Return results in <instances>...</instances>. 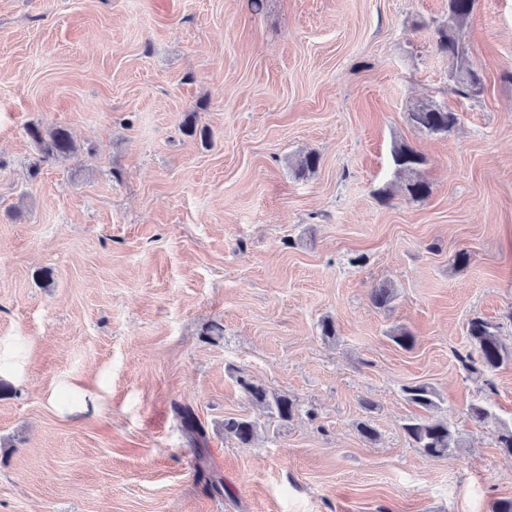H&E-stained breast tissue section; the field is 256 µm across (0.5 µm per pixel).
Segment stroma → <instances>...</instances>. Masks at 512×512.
I'll return each instance as SVG.
<instances>
[{
    "label": "stroma",
    "instance_id": "stroma-1",
    "mask_svg": "<svg viewBox=\"0 0 512 512\" xmlns=\"http://www.w3.org/2000/svg\"><path fill=\"white\" fill-rule=\"evenodd\" d=\"M447 20L448 0H0V512L512 499V456L467 416L483 401L512 420V363L487 379L457 359L476 317L512 348V0H477L460 32L474 95L435 47ZM431 100L457 113L450 135L408 122ZM190 112L209 146L181 132ZM32 124L70 128L77 152L39 161ZM400 143L424 158V200L393 183ZM306 152L321 162L299 179ZM241 376L299 406L250 448L223 429L263 417ZM415 383L461 439L448 457L402 429ZM173 410L183 429L200 449V444L205 440V431L194 410L181 404H174Z\"/></svg>",
    "mask_w": 512,
    "mask_h": 512
}]
</instances>
